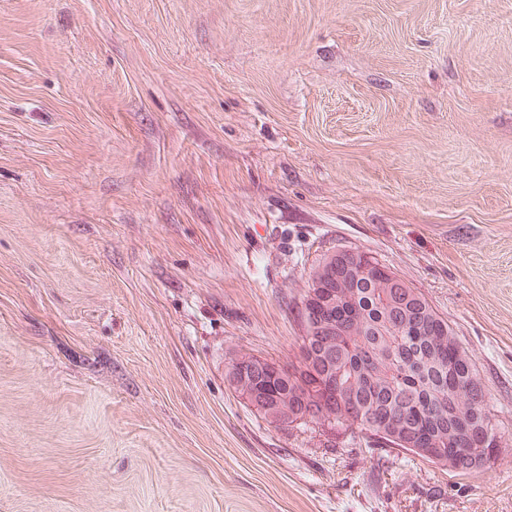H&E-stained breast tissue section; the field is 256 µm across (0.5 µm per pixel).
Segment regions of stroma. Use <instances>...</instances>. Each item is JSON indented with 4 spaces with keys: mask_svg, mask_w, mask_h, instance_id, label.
Listing matches in <instances>:
<instances>
[{
    "mask_svg": "<svg viewBox=\"0 0 512 512\" xmlns=\"http://www.w3.org/2000/svg\"><path fill=\"white\" fill-rule=\"evenodd\" d=\"M343 247L447 317L490 467L228 385ZM0 512H512V0H0Z\"/></svg>",
    "mask_w": 512,
    "mask_h": 512,
    "instance_id": "35a3bbf8",
    "label": "stroma"
}]
</instances>
